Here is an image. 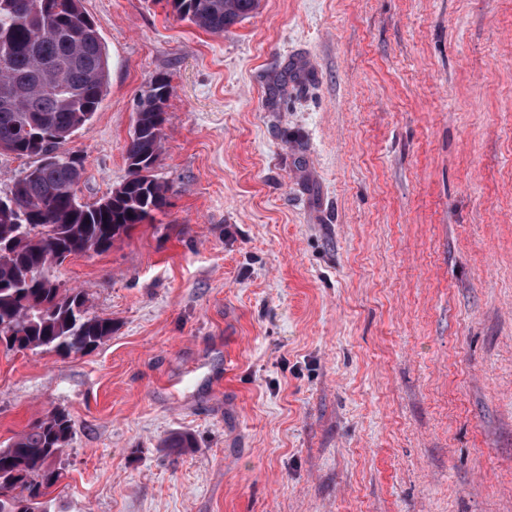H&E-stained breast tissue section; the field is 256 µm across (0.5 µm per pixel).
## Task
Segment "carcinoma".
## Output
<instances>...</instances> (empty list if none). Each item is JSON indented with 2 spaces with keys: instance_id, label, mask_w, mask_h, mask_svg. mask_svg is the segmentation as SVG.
Segmentation results:
<instances>
[{
  "instance_id": "obj_1",
  "label": "carcinoma",
  "mask_w": 512,
  "mask_h": 512,
  "mask_svg": "<svg viewBox=\"0 0 512 512\" xmlns=\"http://www.w3.org/2000/svg\"><path fill=\"white\" fill-rule=\"evenodd\" d=\"M0 0V151L39 163L0 199V345L10 351L84 354L112 337V320L93 315L85 295L63 288L52 271L68 258L103 253L167 205L152 174L160 158L170 77H150L136 103L125 145L129 175L93 205L80 202L81 159L61 150L90 124L109 63L101 34L81 0ZM172 15L213 35L249 17L259 0H166ZM72 434L53 410L0 447V512H55L54 461Z\"/></svg>"
}]
</instances>
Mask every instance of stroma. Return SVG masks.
Here are the masks:
<instances>
[{
    "label": "stroma",
    "mask_w": 512,
    "mask_h": 512,
    "mask_svg": "<svg viewBox=\"0 0 512 512\" xmlns=\"http://www.w3.org/2000/svg\"><path fill=\"white\" fill-rule=\"evenodd\" d=\"M82 7L78 196L164 72L167 205L54 269L115 330L0 347V446L68 413L57 512H512V0H260L221 36Z\"/></svg>",
    "instance_id": "stroma-1"
}]
</instances>
